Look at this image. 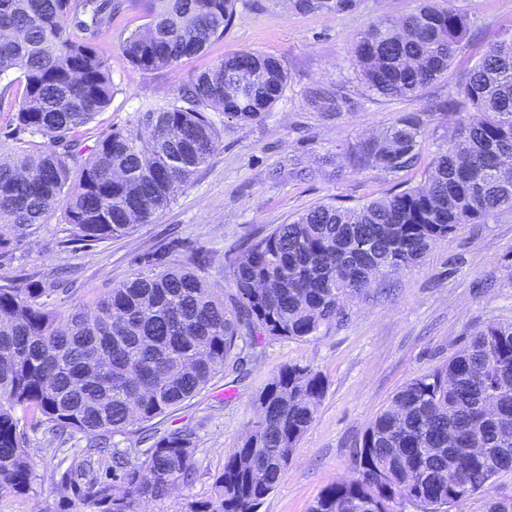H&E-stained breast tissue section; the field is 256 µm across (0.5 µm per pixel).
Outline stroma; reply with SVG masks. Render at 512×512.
Returning a JSON list of instances; mask_svg holds the SVG:
<instances>
[{
    "label": "stroma",
    "mask_w": 512,
    "mask_h": 512,
    "mask_svg": "<svg viewBox=\"0 0 512 512\" xmlns=\"http://www.w3.org/2000/svg\"><path fill=\"white\" fill-rule=\"evenodd\" d=\"M421 0H356L350 10L308 13L291 0H238L222 38L164 71L133 70L120 49L148 18L125 10L95 47L109 66L115 93L78 137L85 148L117 127L136 123L152 103L179 97L207 67L236 52L274 57L287 84L262 118L243 123L215 114L219 140L209 162L180 190L175 202L118 240L91 245L70 240L60 211L49 212L38 232L0 247V284L62 280L50 297L58 312L92 304L159 250L193 254L198 272L223 283L225 254L255 234L291 222L321 205L356 207L414 186L463 104L457 86L487 48L512 39V0H434L468 19V30L446 77L408 97L383 98L364 84L354 48L369 25L413 13ZM426 122L417 166L397 174L353 164L357 152L399 119ZM512 321V210L483 224L461 225L435 244L415 267L373 283L347 307L343 322L318 337L295 342L261 339L250 349L241 381L217 376L180 409L130 426L111 439L128 456L149 447V435L188 428L195 434L194 478L146 512H186L210 497L226 455L255 417L251 398L280 368L301 363L319 371L327 388L299 440L279 485L260 512H308L318 493L352 478L351 453L375 416L412 379L445 368L471 335L493 322ZM34 482L28 494L0 490V512H83L85 487L61 493L73 456L85 443L57 447L44 430L29 432Z\"/></svg>",
    "instance_id": "obj_1"
}]
</instances>
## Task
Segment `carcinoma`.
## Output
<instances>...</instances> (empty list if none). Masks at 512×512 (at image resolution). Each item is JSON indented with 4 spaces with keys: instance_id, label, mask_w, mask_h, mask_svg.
I'll list each match as a JSON object with an SVG mask.
<instances>
[{
    "instance_id": "obj_1",
    "label": "carcinoma",
    "mask_w": 512,
    "mask_h": 512,
    "mask_svg": "<svg viewBox=\"0 0 512 512\" xmlns=\"http://www.w3.org/2000/svg\"><path fill=\"white\" fill-rule=\"evenodd\" d=\"M309 12H342L355 0H295ZM150 21L125 38L133 69L168 68L224 35L236 0H0V78L16 72L24 94L8 132L20 146L0 159V228L34 235L59 209L74 242L131 234L171 206L212 156L211 113L261 118L287 82L276 59L224 56L177 101L99 139L89 154L77 133L114 95L94 41L124 6ZM466 18L425 4L365 30L354 49L367 88L394 98L444 77L466 35ZM470 107L422 183L351 208L315 206L225 257L231 293L169 252L146 261L91 307L65 315L46 297L55 284H0V490L25 494L27 430L45 428L87 451L134 422H150L199 394L268 336L307 341L346 316L348 301L379 277L416 266L461 224L512 209V42L488 47L460 83ZM423 123L402 119L366 144L357 163L391 173L416 165ZM45 138L42 144L38 139ZM308 365L280 369L253 398L256 420L224 460L214 496L189 512H259L288 467L324 396ZM22 414H17V411ZM194 433L156 437L132 461L113 457V481H95L88 512H141L189 484ZM356 476L325 487L309 512H448L488 495L487 512H512V323L475 332L448 365L399 390L352 451Z\"/></svg>"
}]
</instances>
